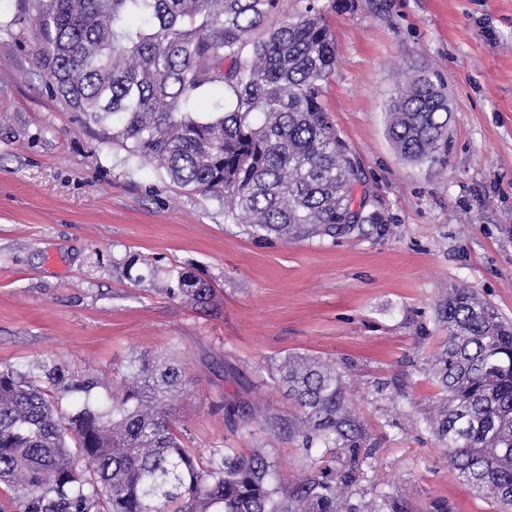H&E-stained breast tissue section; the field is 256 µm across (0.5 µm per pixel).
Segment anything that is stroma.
<instances>
[{"label": "stroma", "mask_w": 512, "mask_h": 512, "mask_svg": "<svg viewBox=\"0 0 512 512\" xmlns=\"http://www.w3.org/2000/svg\"><path fill=\"white\" fill-rule=\"evenodd\" d=\"M315 6L336 39L325 104L387 219L334 242L251 238L220 202L126 162L0 32V365L51 359L109 374L143 352L175 356L188 385L174 412L192 446L259 448L285 477L309 460L228 430L217 405L236 391L257 414H288L268 363L330 358L376 449L346 491L356 512L384 492L410 512L437 499L494 512L418 420L434 392L422 369L447 335L437 305L449 288H470L512 321V0ZM420 72L447 86L444 167L402 159L388 135L397 80ZM132 254L152 264L128 278L114 264ZM174 267L209 278L215 303L170 298Z\"/></svg>", "instance_id": "stroma-1"}]
</instances>
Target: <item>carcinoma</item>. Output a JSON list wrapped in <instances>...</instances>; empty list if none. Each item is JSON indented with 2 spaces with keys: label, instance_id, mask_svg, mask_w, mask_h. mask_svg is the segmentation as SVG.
<instances>
[{
  "label": "carcinoma",
  "instance_id": "1",
  "mask_svg": "<svg viewBox=\"0 0 512 512\" xmlns=\"http://www.w3.org/2000/svg\"><path fill=\"white\" fill-rule=\"evenodd\" d=\"M278 0H15L0 31L35 42L46 88L84 125L170 183L211 196L248 235L286 242L367 234L381 216L360 163L323 99L336 40L313 5L275 23ZM224 89L223 111L195 96ZM398 154L443 163L448 95L424 73L404 78L388 105ZM166 293L215 301L210 280L168 269ZM438 317L448 336L432 367L441 397L422 422L449 452L457 478L512 512V324L470 289H448ZM293 410L261 416L221 400L233 431H259L310 457L357 452L364 439L336 362L290 354L268 365ZM101 403L94 378L55 363L0 366V512H352L351 472L278 476L258 448L210 451L182 443L172 398L185 389L171 359L131 357ZM68 399L69 408L62 406ZM368 512H408L388 492Z\"/></svg>",
  "mask_w": 512,
  "mask_h": 512
}]
</instances>
